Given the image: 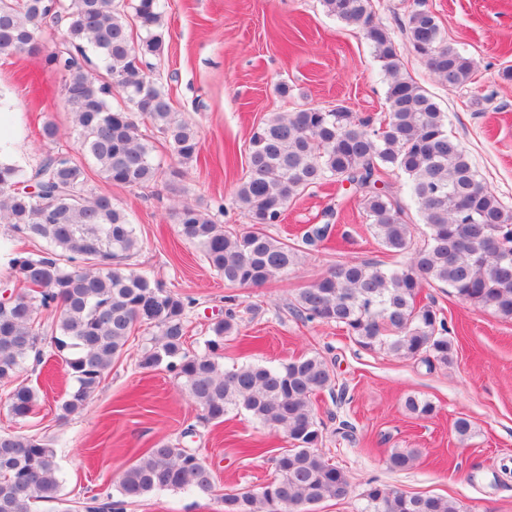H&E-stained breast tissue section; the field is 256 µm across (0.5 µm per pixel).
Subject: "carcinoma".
Returning <instances> with one entry per match:
<instances>
[{
	"label": "carcinoma",
	"mask_w": 512,
	"mask_h": 512,
	"mask_svg": "<svg viewBox=\"0 0 512 512\" xmlns=\"http://www.w3.org/2000/svg\"><path fill=\"white\" fill-rule=\"evenodd\" d=\"M322 2L329 15L362 30L388 77V112L379 126L341 107L275 112L253 129L248 170L235 191L250 225L226 230L189 204L176 212L177 223L225 284L259 287L288 274L301 249L331 232L329 224H314L301 241L289 243L267 226L280 223L288 203L307 189L349 183L381 245L409 260L392 269L338 264L298 292L292 313L301 321L333 324L364 349L446 365L455 341L440 311L421 302V290L447 286L461 301L512 319V211L477 179L433 97L400 74L396 47L387 27L374 20L371 0ZM49 18L65 21L57 33L66 47L49 54V62L64 72L63 95L79 149L105 181L141 188L163 176L139 131L145 121L180 161L198 158L194 125L173 111L169 95L144 67L145 56L163 48L158 0H0V54L38 53L40 26ZM405 30L412 49L448 88L472 80V60L444 41L433 13L413 11ZM94 57L106 73L102 80L90 69ZM115 90L124 104H112ZM395 170L406 176L426 227L427 241L419 248L413 247L405 206L377 187ZM0 224L16 237L47 244L40 254L10 258L19 290L11 292L14 300L0 303V389L13 420L24 421L37 408L36 388L20 377L30 361L42 362L45 343L75 381L60 404L65 418L91 399L139 325L156 331L139 366L166 365L201 409L203 422L220 425L230 411L243 410L291 441L274 458L273 480L257 491L224 495L223 512H314L319 503L350 493L344 469L318 448L323 433L316 396L345 395L327 360L315 353L278 366L224 369V339L238 332L231 309L212 323L206 348L189 352L187 304L132 267L141 249L134 225L112 195L90 187L86 167L69 151L48 153L29 176L0 151ZM49 308L55 319L44 330L38 317ZM404 408L417 418L434 412L431 402L412 396ZM417 458L412 448H395L388 463L403 471ZM60 473L57 451L45 440L0 433V512H35L40 502L72 512L61 498ZM213 488V471L196 451L159 441L123 471L117 496L88 512H126L129 503L152 493L209 494ZM364 499L362 512H461L450 499L407 495L387 485L370 487Z\"/></svg>",
	"instance_id": "cac0c4a2"
}]
</instances>
